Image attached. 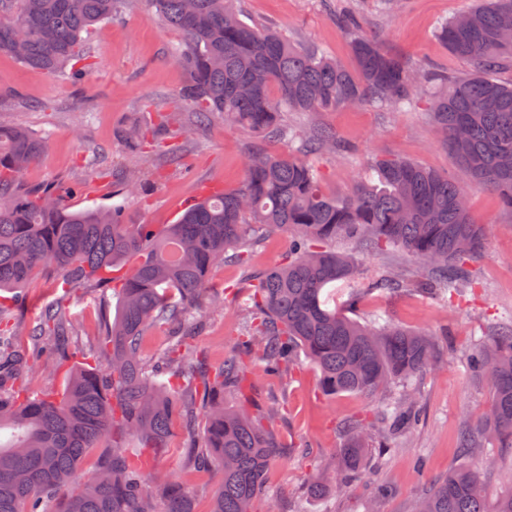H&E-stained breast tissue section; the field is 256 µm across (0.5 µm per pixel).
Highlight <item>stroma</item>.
<instances>
[{"label":"stroma","mask_w":512,"mask_h":512,"mask_svg":"<svg viewBox=\"0 0 512 512\" xmlns=\"http://www.w3.org/2000/svg\"><path fill=\"white\" fill-rule=\"evenodd\" d=\"M474 0H396L382 12L377 0H239L242 19L287 32L296 42L317 49L347 67H354L350 37L339 21L343 12L355 13L362 32L381 48L410 65L445 70L449 75L470 73L471 65L454 57L435 39V27L468 12ZM180 34L152 16L145 0H125L121 18L101 24L86 36L93 69L78 80L48 76L22 66L0 50V123L19 125L44 140L41 158L25 173L27 188H57L73 209L109 206L112 182L131 162L119 135L133 122L166 117L176 155L151 152L139 165L148 191L128 199L124 217L129 224H171L188 203L205 189L237 188L244 179L248 149L291 155L296 147L267 141L251 130L215 114L202 123L191 141L177 132L192 117L189 107L176 104L175 94L187 81L175 62L173 49ZM292 126L317 124L349 143L346 155L313 154L309 163L323 177L327 192L349 190L364 172L368 158L411 159L452 178L461 172L441 142L432 121L427 97L402 109L344 108L334 112H292ZM470 213L487 228L485 257L472 267L474 287L458 306L427 295L401 292L365 296L354 311L360 319L374 313L388 315L411 329L432 335L442 358L440 366L417 375L421 422L406 443L382 454H365L359 472L348 475L345 490L319 498L307 492L313 472L338 469L341 440L338 425L345 419L373 420L380 397L361 394L324 395L318 373L308 360L292 376H269L252 367L248 406L257 409L278 398L287 405L274 430L287 455L271 468L265 493L255 512H412L415 500L449 468L464 462L460 449L464 429L478 428L490 404L486 385L465 371L464 357L489 327L512 321V213L502 209L498 194L479 184L467 186ZM288 253V235L272 231L262 236L248 263L218 264L208 288L223 295L224 308L208 313L198 338L213 360L227 356L242 331L240 315L251 304L256 276L278 264ZM118 295L109 288L55 287L52 272L38 273L29 288L14 294L7 312L33 323L45 308L61 307L74 324L71 346L86 349L100 332V313H115ZM182 434H175L170 450L158 463L161 474L184 487L193 512H209L216 485L209 475L188 469ZM390 485L393 493L373 501L374 482Z\"/></svg>","instance_id":"1"}]
</instances>
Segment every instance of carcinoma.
<instances>
[{
	"mask_svg": "<svg viewBox=\"0 0 512 512\" xmlns=\"http://www.w3.org/2000/svg\"><path fill=\"white\" fill-rule=\"evenodd\" d=\"M120 0H0V50H20L26 68L74 77L91 67L83 34L117 15ZM152 14L178 29L175 51L188 81L176 94L195 116L215 112L264 140L298 143L297 157L248 151L245 177L231 191L203 195L173 224H127L122 206L73 210L50 189L17 187L45 149L30 131L0 124V292L25 288L53 268L65 288L120 283V305L93 348L64 342L69 320L48 308L38 322L0 316V512H191L176 483L153 476L154 461L170 448L176 425L200 417L201 441L188 431V459L213 473L210 512H253L270 465L281 457L269 424L285 403L253 413L226 403L242 391L253 363L282 376L300 355L316 367L327 396L380 394L402 389L378 416L348 421L339 456L356 472L367 449L416 429L419 405L413 377L437 364L433 339L377 314L360 321L350 310L373 292L406 288L434 293L450 304L471 288L469 265L485 254L486 228L470 215L465 185L407 159L375 157L354 189L332 196L304 157L344 154L349 146L320 126L296 129L286 112L342 107L399 108L423 88L443 131V146L466 179L495 190L512 212V84L495 74L512 68V0H483L440 24L437 40L475 69L457 78L444 70L413 68L359 35L358 72L300 47L288 35L241 19L236 0H146ZM136 158L147 149L172 153L162 123L143 122L122 133ZM121 195L145 193L132 166L120 177ZM288 233L286 260L256 278L245 329L224 360L208 361L195 343L204 327L198 310L223 306L207 284L233 252L244 263L263 231ZM353 241L354 254L336 251ZM401 250L419 268L411 281L394 272L364 277L359 254ZM169 328L166 344L144 354L146 332ZM37 356L42 370L62 378L56 394L33 391L26 380ZM467 371L491 388L489 411L470 451L490 444L512 450V322L490 330L465 357ZM481 453L432 484L415 512H512V493L489 498L483 472L497 465ZM336 472L316 473L314 496L343 490Z\"/></svg>",
	"mask_w": 512,
	"mask_h": 512,
	"instance_id": "1",
	"label": "carcinoma"
}]
</instances>
